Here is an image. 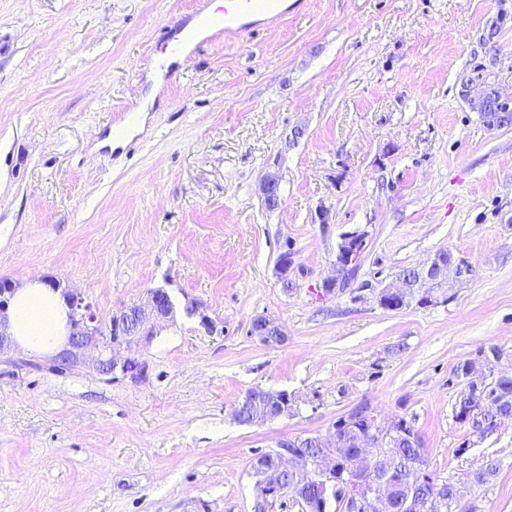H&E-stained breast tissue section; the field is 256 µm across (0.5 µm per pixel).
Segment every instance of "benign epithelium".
I'll list each match as a JSON object with an SVG mask.
<instances>
[{
    "label": "benign epithelium",
    "mask_w": 512,
    "mask_h": 512,
    "mask_svg": "<svg viewBox=\"0 0 512 512\" xmlns=\"http://www.w3.org/2000/svg\"><path fill=\"white\" fill-rule=\"evenodd\" d=\"M260 191L265 202L272 206L281 203L280 176L276 171H268L264 174L260 183ZM345 246L336 255V277L324 282L323 288L330 292L339 282V276L343 271L356 264L358 256L356 252L349 250L347 243L352 241V234L343 236ZM420 287L427 284H435L441 278V258L435 256L420 267ZM71 314L69 315V335L67 346L56 356L60 366H72L76 364L85 351L96 349L99 355L96 359V368L104 375L115 376L126 375L134 358L120 357L115 349L122 346H131L135 341H148L152 330L146 326L145 308H150L152 316L157 319L169 317L173 308L169 304L167 295L162 290H153L149 293L147 307L132 306L117 312L112 316L109 334H104L95 324V318L90 311L89 305L78 293H67ZM251 334L265 341L266 336L274 334L278 342L284 341V333L272 321L265 317H257L251 324ZM260 398H266L276 404L278 415L282 416L289 412L292 406V399L286 392L264 393ZM342 420L348 425L360 421L365 423V435L359 442L361 447L375 449V458H380L384 448L388 447L397 435V429L404 427V421L396 417L391 421H382L375 414V411L366 403H360L347 412ZM278 459L289 457L293 460L301 458L302 442L296 439H281L277 442ZM309 472L305 479L297 486L318 478H326L333 475L334 462H327L320 459H306L304 461ZM383 499L382 486L372 484L356 491L345 503L346 512H372L380 500Z\"/></svg>",
    "instance_id": "obj_1"
}]
</instances>
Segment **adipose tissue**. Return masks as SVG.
Returning <instances> with one entry per match:
<instances>
[{"label":"adipose tissue","mask_w":512,"mask_h":512,"mask_svg":"<svg viewBox=\"0 0 512 512\" xmlns=\"http://www.w3.org/2000/svg\"><path fill=\"white\" fill-rule=\"evenodd\" d=\"M69 306L61 291L31 281L17 288L1 319L6 331L23 350L48 355L67 340Z\"/></svg>","instance_id":"1"}]
</instances>
